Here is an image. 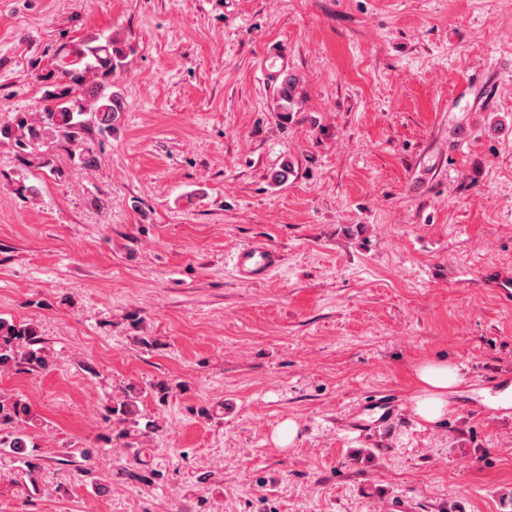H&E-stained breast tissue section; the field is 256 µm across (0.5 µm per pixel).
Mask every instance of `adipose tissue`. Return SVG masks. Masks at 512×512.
Instances as JSON below:
<instances>
[{
    "label": "adipose tissue",
    "mask_w": 512,
    "mask_h": 512,
    "mask_svg": "<svg viewBox=\"0 0 512 512\" xmlns=\"http://www.w3.org/2000/svg\"><path fill=\"white\" fill-rule=\"evenodd\" d=\"M418 394L415 413L425 422L438 421L448 411V396L463 380L457 367L446 363L426 362L415 370Z\"/></svg>",
    "instance_id": "obj_1"
}]
</instances>
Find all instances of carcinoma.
<instances>
[{
	"mask_svg": "<svg viewBox=\"0 0 512 512\" xmlns=\"http://www.w3.org/2000/svg\"><path fill=\"white\" fill-rule=\"evenodd\" d=\"M61 77L69 85L55 84L45 90L40 117L34 122L20 121L16 127L0 126V137L13 141L20 150L37 143H47L58 136L81 145L87 124H97L102 132H110L123 111L122 99L111 91L112 77L124 65L125 52L110 38L98 34L77 44L67 45L58 52ZM95 72L103 81L88 86L85 76ZM42 340L31 324L16 325L0 318V371L25 370L32 374L47 372L52 367L41 346ZM138 396L126 392V398L105 405L104 420L116 421L127 429L139 427L142 414ZM36 416L22 398L0 393V426L8 425L11 432L0 437V463L16 471V484L29 495L40 492L37 474L41 464L28 449L30 437L26 427L34 425Z\"/></svg>",
	"mask_w": 512,
	"mask_h": 512,
	"instance_id": "carcinoma-1",
	"label": "carcinoma"
}]
</instances>
